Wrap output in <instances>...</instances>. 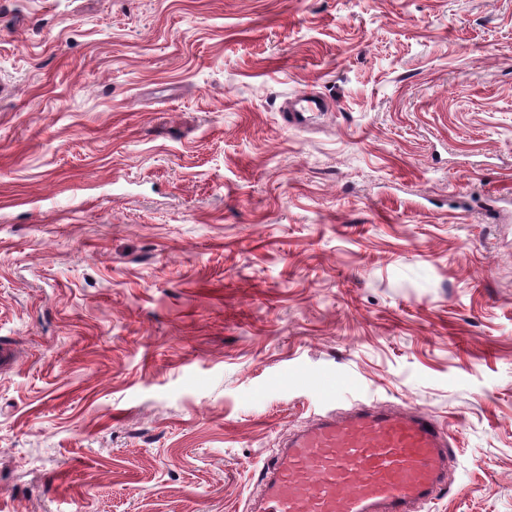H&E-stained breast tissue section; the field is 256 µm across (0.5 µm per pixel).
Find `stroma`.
Here are the masks:
<instances>
[{"label": "stroma", "mask_w": 512, "mask_h": 512, "mask_svg": "<svg viewBox=\"0 0 512 512\" xmlns=\"http://www.w3.org/2000/svg\"><path fill=\"white\" fill-rule=\"evenodd\" d=\"M0 85V512H246L359 401L512 512V0H0ZM323 100L314 94H295L283 102L281 112H289L290 123L302 124L310 112H319Z\"/></svg>", "instance_id": "1"}]
</instances>
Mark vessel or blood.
Here are the masks:
<instances>
[{
	"label": "vessel or blood",
	"instance_id": "obj_1",
	"mask_svg": "<svg viewBox=\"0 0 512 512\" xmlns=\"http://www.w3.org/2000/svg\"><path fill=\"white\" fill-rule=\"evenodd\" d=\"M322 107L313 94L282 105L294 124ZM456 458L454 436L431 413L361 404L289 433L249 512H424L447 491Z\"/></svg>",
	"mask_w": 512,
	"mask_h": 512
}]
</instances>
